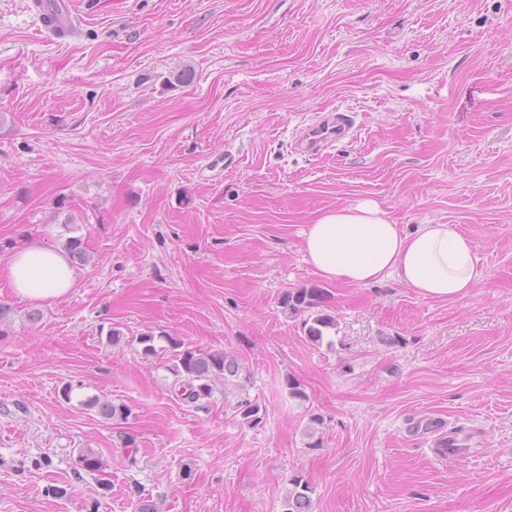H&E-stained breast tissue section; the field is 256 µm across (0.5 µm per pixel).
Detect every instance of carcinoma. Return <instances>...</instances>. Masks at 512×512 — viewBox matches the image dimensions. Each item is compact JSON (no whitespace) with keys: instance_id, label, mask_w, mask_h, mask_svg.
<instances>
[{"instance_id":"carcinoma-1","label":"carcinoma","mask_w":512,"mask_h":512,"mask_svg":"<svg viewBox=\"0 0 512 512\" xmlns=\"http://www.w3.org/2000/svg\"><path fill=\"white\" fill-rule=\"evenodd\" d=\"M324 300L320 288H299L285 292L280 300L281 307L291 315L307 314L301 326L305 337L314 344L323 343L326 333L336 329V317L321 310ZM108 337L112 344L125 343L142 346V354L153 356L157 353L155 336L142 333L138 336H127L123 331L111 328ZM170 365L169 370L180 378L178 387L180 397L188 403L202 406L210 402L215 391L216 382L224 381V403L229 405L233 417L241 424L256 426L263 420L261 405L243 394L246 384L250 382V373L240 364L238 359L223 351L205 350L190 347L182 342L169 339ZM90 405L106 419L127 418L129 409L98 398L90 401ZM75 472L84 471L98 477L102 488L112 486L110 474L98 451L93 448H81L74 460ZM288 493L284 498V512H313L311 488L307 481L299 475L288 479Z\"/></svg>"}]
</instances>
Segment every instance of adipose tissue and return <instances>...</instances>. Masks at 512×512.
Returning <instances> with one entry per match:
<instances>
[{"mask_svg": "<svg viewBox=\"0 0 512 512\" xmlns=\"http://www.w3.org/2000/svg\"><path fill=\"white\" fill-rule=\"evenodd\" d=\"M304 252L324 279L367 285L393 276L426 299L463 297L477 279L468 238L446 224L403 232L373 200L319 216L304 233ZM0 276L16 297L31 302L60 299L76 283L65 253L41 243L17 248Z\"/></svg>", "mask_w": 512, "mask_h": 512, "instance_id": "adipose-tissue-1", "label": "adipose tissue"}]
</instances>
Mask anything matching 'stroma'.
Masks as SVG:
<instances>
[{"label":"stroma","mask_w":512,"mask_h":512,"mask_svg":"<svg viewBox=\"0 0 512 512\" xmlns=\"http://www.w3.org/2000/svg\"><path fill=\"white\" fill-rule=\"evenodd\" d=\"M73 5L57 40L31 0H0V267L28 240L78 237L87 256L52 303L0 283V512H283L296 473L314 512H512V0ZM337 109L353 136L295 150ZM364 199L402 230L466 235L471 292L317 275L304 232ZM297 288L323 289L331 344L284 312ZM113 327L234 354L262 422L220 388L203 408L178 398ZM448 432L453 462L434 451ZM80 448L111 491L74 472ZM74 464L76 473L80 474V471H84L97 476L99 484L103 489H109L112 486L111 475L106 471L102 456L95 449L80 448Z\"/></svg>","instance_id":"stroma-1"}]
</instances>
